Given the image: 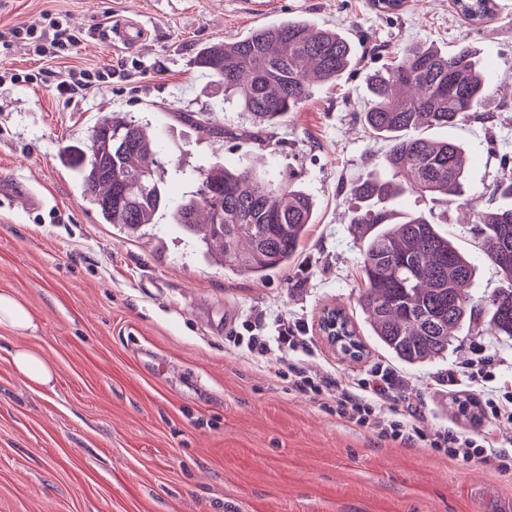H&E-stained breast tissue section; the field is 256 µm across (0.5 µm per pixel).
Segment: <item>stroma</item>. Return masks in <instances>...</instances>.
<instances>
[{
	"mask_svg": "<svg viewBox=\"0 0 512 512\" xmlns=\"http://www.w3.org/2000/svg\"><path fill=\"white\" fill-rule=\"evenodd\" d=\"M63 16L82 43L76 53L39 57L19 45L0 72L29 82L0 84V172L43 199L0 198V291L40 323L23 339L0 326V512H512V471L495 461L466 465L421 444L382 441L336 420L325 396L269 377L259 360L228 346L252 322L306 328L299 359L321 376L352 383L391 355L369 333L361 308L360 245L350 226L354 185L381 170L386 149L361 117L369 79L411 44L444 51L468 44L493 62L482 116L434 138L470 152L467 192L477 208L512 172V0H494L473 26L454 0H0V28L41 14ZM304 17L336 28L355 58L317 87L299 111L272 127L225 102L197 64L200 50L253 29ZM143 21L139 49L112 43V26ZM111 66V84L60 97L72 69ZM211 112L223 127L205 136L183 114ZM139 123L159 141L155 169L169 205L135 233L103 222L64 154L86 146L108 113ZM246 165L290 177L317 215L298 260L265 279L212 263L172 209L196 193L199 168ZM432 213L477 267L474 295L500 284L456 203L413 195L397 216ZM341 306L366 351L350 359L319 333L325 307ZM28 347L56 368L53 390L20 378L9 362ZM483 348L497 382L512 381V338L457 330L447 354L398 364L406 386L398 407L417 404L429 430L496 435L512 453V423L484 411L487 388L452 386Z\"/></svg>",
	"mask_w": 512,
	"mask_h": 512,
	"instance_id": "1",
	"label": "stroma"
}]
</instances>
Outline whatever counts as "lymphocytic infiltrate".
<instances>
[{
    "mask_svg": "<svg viewBox=\"0 0 512 512\" xmlns=\"http://www.w3.org/2000/svg\"><path fill=\"white\" fill-rule=\"evenodd\" d=\"M19 43L28 46L35 55L56 58L76 50L81 39L64 28L58 19L38 18L0 33V55L9 54ZM247 333L244 340L247 352L263 359L269 374L278 377L289 373L295 389L332 396L331 411L340 422L365 429L382 440L422 443L463 464L491 459L500 470L512 469V453L498 449L489 434L470 436L448 429L430 432L424 429L419 418L399 416L396 405L403 380L390 366L375 365L368 378L339 384L328 377H317L302 364L282 363L281 353L304 349L306 338L302 324L281 325L273 336L253 326L248 327Z\"/></svg>",
    "mask_w": 512,
    "mask_h": 512,
    "instance_id": "f902f5d3",
    "label": "lymphocytic infiltrate"
}]
</instances>
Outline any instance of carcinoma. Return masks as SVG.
I'll return each mask as SVG.
<instances>
[{"label": "carcinoma", "instance_id": "obj_1", "mask_svg": "<svg viewBox=\"0 0 512 512\" xmlns=\"http://www.w3.org/2000/svg\"><path fill=\"white\" fill-rule=\"evenodd\" d=\"M353 45L341 32L305 19L257 28L231 42L204 47L197 65L224 86V99L271 126L297 111L318 82L333 81L350 65ZM488 63L463 44L451 53L433 46L403 49L384 74L372 78L363 121L386 142V178L352 189L362 203L351 220L360 244L361 306L372 335L398 360L419 364L448 351L466 322L488 336L512 338V203L474 209L466 196L468 156L452 139L414 136L421 127L451 128L478 116ZM92 144L103 166L78 155L76 175L107 224L134 232L154 223L168 205L163 183L144 160L159 142L133 120L105 117ZM200 187L173 219L199 237L206 256L251 278L285 268L298 256L316 210L314 198L291 181L247 166L198 171ZM407 193L454 201L501 285L470 294L475 268L424 213L395 223L389 204Z\"/></svg>", "mask_w": 512, "mask_h": 512}]
</instances>
